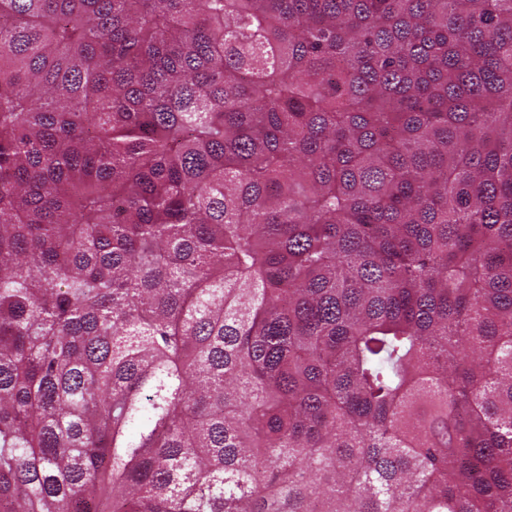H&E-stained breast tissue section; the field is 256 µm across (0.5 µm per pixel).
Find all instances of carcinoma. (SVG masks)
I'll return each instance as SVG.
<instances>
[{
    "label": "carcinoma",
    "instance_id": "cac0c4a2",
    "mask_svg": "<svg viewBox=\"0 0 512 512\" xmlns=\"http://www.w3.org/2000/svg\"><path fill=\"white\" fill-rule=\"evenodd\" d=\"M0 512H512V0H0Z\"/></svg>",
    "mask_w": 512,
    "mask_h": 512
}]
</instances>
